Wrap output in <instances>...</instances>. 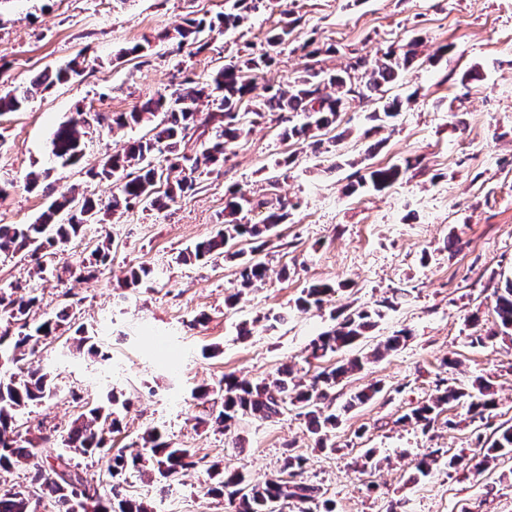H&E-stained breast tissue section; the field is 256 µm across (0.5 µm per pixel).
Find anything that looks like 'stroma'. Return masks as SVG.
Here are the masks:
<instances>
[{
    "instance_id": "1",
    "label": "stroma",
    "mask_w": 512,
    "mask_h": 512,
    "mask_svg": "<svg viewBox=\"0 0 512 512\" xmlns=\"http://www.w3.org/2000/svg\"><path fill=\"white\" fill-rule=\"evenodd\" d=\"M231 4L0 0V66L9 81L29 83L79 53L92 62L82 76L34 93L24 111L0 114V184L10 187L0 196V224L32 223L63 195L107 199L111 187L93 171L143 130L112 132L98 115L130 111L185 72L207 79L237 52H265L283 11L301 18L294 44L313 36L333 46V53L314 59L317 67L339 69L355 55L371 60L389 45L421 42L416 62L391 89L406 100L402 112L372 139L363 136L372 125V108L364 103L342 113L345 136L327 151L282 140L277 124L265 119L168 209L109 215L51 248L43 258L47 273L24 254L0 256V286L35 289L38 316L65 305L73 313L69 326L38 345L34 359L52 369L59 391L20 415L21 430L65 431L86 406L121 391L130 408L111 435L113 452L135 451L143 431L156 427L195 453V467L174 481L173 501L146 478H128L125 495L156 512H228L223 497L206 492L213 468H240L261 481L279 469L287 449L308 458L302 479L319 487L335 512H512V461L481 473L473 468L479 438L512 423V341L471 342L493 328V294L512 279V0H271L238 28L213 33L196 55L164 40L188 13L214 18ZM136 45L147 64L127 56ZM473 67L480 80L463 81ZM67 120L84 123L88 135L80 163L63 169L52 162L48 142ZM410 156L421 163L401 182L380 192L367 186L348 192L356 168ZM32 172L39 176L33 188L27 185ZM233 186L258 198L288 199L290 207L260 254L269 268L265 285L241 292L229 308L224 299L238 290L237 261L182 264L176 257L217 233ZM105 236L112 240L111 261L96 278L56 277ZM141 264L151 268V279L136 288L122 285L126 271ZM318 282L335 283V293L321 308L298 310L296 298ZM387 298L394 306L369 336L338 354L309 357L315 336L350 311L374 309ZM474 312L476 327L466 321ZM244 321L253 330L242 339L237 330ZM79 327L107 359L69 352ZM401 330L410 338L397 351L332 391L335 450L317 449L292 408L270 420L244 419L228 434L195 422L220 406L216 387L224 374L251 379L290 365L308 380ZM447 357L454 366H443ZM478 377L495 391L496 407L484 419L451 404L429 431L401 423L440 380L465 387ZM374 383L380 393L347 408L352 394ZM201 385L212 389L208 401L193 396ZM434 448L443 461L417 477L418 458ZM369 449L390 457L391 467L361 471L358 462ZM454 457L464 458V467L450 468Z\"/></svg>"
}]
</instances>
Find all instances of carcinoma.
Segmentation results:
<instances>
[{"mask_svg": "<svg viewBox=\"0 0 512 512\" xmlns=\"http://www.w3.org/2000/svg\"><path fill=\"white\" fill-rule=\"evenodd\" d=\"M263 4L264 0H234V11L215 21L188 19L186 26L177 30L178 46L201 50L208 45L210 34L215 30L238 27L244 20V12L257 10ZM296 23L295 18L283 19L268 33V46L278 49L288 44ZM416 44L414 40L398 49L390 47L371 64L357 57L348 69L340 72L306 64L287 83L266 85L265 96L259 103L252 100L251 93L256 80L273 65L275 58L268 51L259 55L248 53L220 66L204 82L187 78L173 90L151 97L129 112L112 114L108 123L111 129L142 125L146 132L128 143L123 151L105 158L99 170L92 172L95 178L115 183L116 191L108 203L91 197L55 198L31 224H0V254L22 252L38 261L48 248L67 244L77 237L84 225L101 223L100 213L104 210L129 211L139 206L157 211L169 208L177 198L196 188L195 173L200 168L224 163L227 149L246 137L250 126L268 114L276 116V121L283 124V139L299 144L323 131L335 130L341 112L356 99L374 106L370 115L374 120L386 122L396 118L404 102L398 97H384L383 87L401 79L416 56ZM84 70V61L76 57L53 72L37 75L26 87L3 85L0 113L24 110L33 92L66 83L81 76ZM205 102L214 104L215 110L203 116L199 106ZM208 130L213 133V139L201 152L189 155L181 150V145L189 143L197 134L205 135ZM85 135L82 125L76 121L57 127L50 146L58 166H73L82 159ZM418 164L419 160L408 159L403 165L370 168L359 176L357 183L369 182L375 190L382 191ZM256 204L267 209L261 223H242L239 214ZM287 217L288 204L281 199L255 203L244 191L231 188L222 228L214 237L181 253L178 259L188 263L222 256L241 258L240 287L259 288L268 278L267 266L253 257L243 258V253L234 251L233 246L243 238L257 240L268 236ZM111 248V239L98 241L91 251V259L80 260L71 273L80 276L88 267L106 265ZM151 275V268L142 264L127 271L125 282L129 287H137ZM18 291L19 286L14 284L0 288V322L4 323L0 330V473L25 465L29 468V480L20 490L0 494V512H29L27 498L32 489L41 498L54 499L62 512H151L144 502L121 496L122 477L137 473L155 483H163L195 465L191 449L172 445L158 429L149 427L143 431L136 452L107 459L105 469L112 478L109 491L102 492L89 485L78 473V459L100 456L106 447V430L119 429L118 409L127 405L119 395L112 394L107 401L72 421L61 440L63 452L50 445V438L24 437L17 429L16 417L55 396L56 384L53 373L41 364L18 373L11 371V367L34 354L41 339L56 335L71 317L65 308L32 327L29 316L38 305L39 297L30 293L20 295ZM334 293L329 283L313 284L302 291L296 306L319 309ZM493 311L496 329L485 336L472 337V343L483 345L497 338L512 340V279L506 280L505 288L495 293ZM382 317L383 311L379 308L347 315L311 341L310 355L322 358L353 346L375 328ZM408 338L406 331L388 337L374 356L398 349ZM363 364L361 358L350 359L321 371L308 384L297 380L293 368L287 365L278 368L270 378L248 380L228 373L219 382L221 409L217 415L201 419L199 423L211 422L227 433L245 417L269 420L292 405L301 410L309 432L317 436L320 449L333 450L335 445L329 446L327 441L336 428L337 416L326 411L330 392L349 374L362 369ZM462 400L467 402L468 411L475 417L495 406L490 384L477 379L469 390L448 385L437 387L434 396L411 408L401 420L427 430L445 406ZM510 455L511 425L496 431V436L483 448L482 459L475 468L482 472ZM305 466V458L287 450L279 470L258 483L252 482L241 470L216 469L211 474L215 485L209 486L207 493L224 496L232 512H271L274 499L292 506L295 512H313L312 504L319 498L320 489L297 479Z\"/></svg>", "mask_w": 512, "mask_h": 512, "instance_id": "cac0c4a2", "label": "carcinoma"}]
</instances>
